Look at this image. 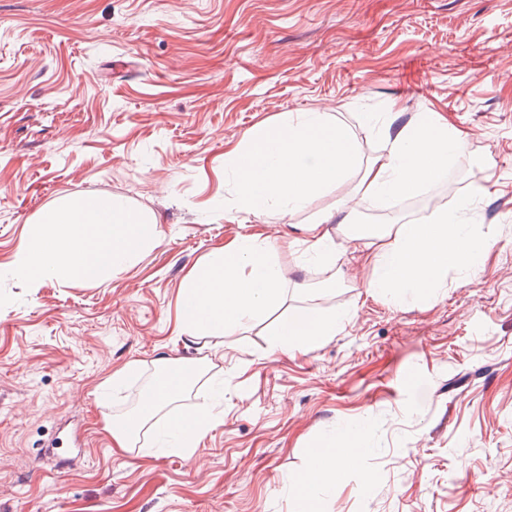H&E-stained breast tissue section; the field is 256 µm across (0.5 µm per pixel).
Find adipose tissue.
<instances>
[{"label":"adipose tissue","instance_id":"adipose-tissue-1","mask_svg":"<svg viewBox=\"0 0 512 512\" xmlns=\"http://www.w3.org/2000/svg\"><path fill=\"white\" fill-rule=\"evenodd\" d=\"M364 123L379 127L385 138L383 153L367 164L361 161L360 146L350 129L322 112L299 113L251 128L224 158L234 188L232 198L224 202L225 220L237 221L243 213L259 216L273 207L305 210L315 198L356 176L366 196L374 200H408L447 175L449 164L469 157L465 138L429 115L396 125L369 114ZM481 198V191H474L453 209L438 211L422 224L407 219L372 225L354 224L353 198H337L303 227L304 254L326 271L319 292L332 293L340 285L336 236L342 233L348 241L365 244L368 294L395 302L408 297L433 302L447 296L449 267L476 271L493 245L488 233L466 221ZM35 222L38 232L16 259L18 269L33 282L58 273L79 283L96 282L107 271L126 269L159 234L156 217L91 198L47 208ZM283 248L280 242L241 235L192 269L179 300L186 345H196L206 336L238 333L284 302L288 285L279 262ZM348 320V313L311 307L273 329L269 346L275 351L300 349L335 335ZM204 369L200 361L165 362L137 410L112 418L107 431L113 443L128 447L147 427L175 432L178 447H195L214 425V416L204 407L192 406L176 414L167 407ZM358 441L355 429L324 441L320 454L292 479L301 512H318L322 485L340 479L361 457Z\"/></svg>","mask_w":512,"mask_h":512}]
</instances>
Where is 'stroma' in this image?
I'll list each match as a JSON object with an SVG mask.
<instances>
[{"label": "stroma", "mask_w": 512, "mask_h": 512, "mask_svg": "<svg viewBox=\"0 0 512 512\" xmlns=\"http://www.w3.org/2000/svg\"><path fill=\"white\" fill-rule=\"evenodd\" d=\"M299 112L344 121L366 160L383 142L364 115L447 119L470 157L444 204L487 186L471 220L494 244L476 274L449 270L446 298L399 305L361 288L345 237L324 298L297 292L323 269L284 252L286 302L185 347L193 266L239 235L296 237L353 189L225 221V152ZM83 197L157 215L159 243L96 284L30 283L14 258L37 213ZM310 306L350 320L271 351ZM162 357L207 360L173 408L218 421L187 455L146 433L114 447L106 422ZM347 429L368 452L320 512H512V0H0V512H299L290 478Z\"/></svg>", "instance_id": "1"}]
</instances>
